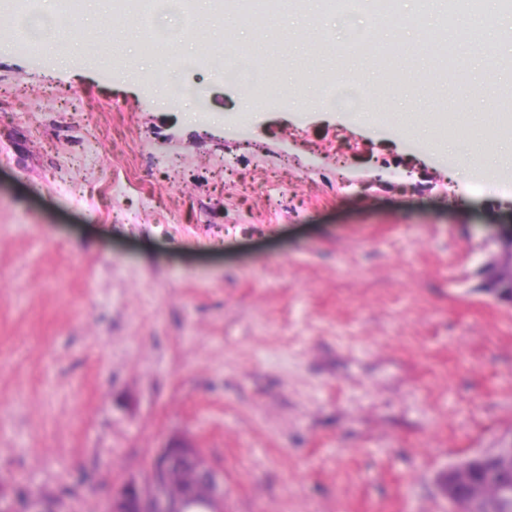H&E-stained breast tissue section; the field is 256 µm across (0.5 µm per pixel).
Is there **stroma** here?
Here are the masks:
<instances>
[{"label": "stroma", "instance_id": "1", "mask_svg": "<svg viewBox=\"0 0 512 512\" xmlns=\"http://www.w3.org/2000/svg\"><path fill=\"white\" fill-rule=\"evenodd\" d=\"M0 46V489L103 512L181 438L224 473V512H448L449 466L512 441V306L482 289L512 222L504 81L448 109L414 37L350 55L372 0L323 24L157 8L156 47H46L41 0ZM243 40L279 87L185 65L184 30ZM418 73L404 96L407 61ZM359 68L369 86L344 83ZM255 109L244 112L243 98ZM370 111L369 121L357 113ZM133 164L104 220L96 189ZM497 165L494 180L485 168Z\"/></svg>", "mask_w": 512, "mask_h": 512}]
</instances>
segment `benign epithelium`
Returning a JSON list of instances; mask_svg holds the SVG:
<instances>
[{
    "label": "benign epithelium",
    "mask_w": 512,
    "mask_h": 512,
    "mask_svg": "<svg viewBox=\"0 0 512 512\" xmlns=\"http://www.w3.org/2000/svg\"><path fill=\"white\" fill-rule=\"evenodd\" d=\"M508 263H490L483 272H493L500 292L512 296V224L497 235ZM484 459L489 478L500 486L512 487V442L500 448L479 453ZM472 458L448 469V477H440V490L449 506L455 505L459 488L469 497L481 501L486 487L470 480ZM184 481L183 492L173 495L170 487L175 479ZM224 512V474L209 466L200 449L184 439H174L153 456L146 480L130 478L112 493L107 512Z\"/></svg>",
    "instance_id": "obj_1"
}]
</instances>
